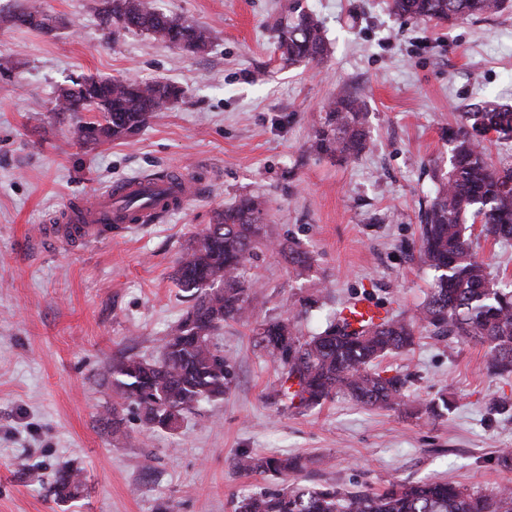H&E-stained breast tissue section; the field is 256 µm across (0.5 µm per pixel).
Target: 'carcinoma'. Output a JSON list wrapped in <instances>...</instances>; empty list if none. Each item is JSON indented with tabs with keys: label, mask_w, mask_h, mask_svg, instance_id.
I'll use <instances>...</instances> for the list:
<instances>
[{
	"label": "carcinoma",
	"mask_w": 512,
	"mask_h": 512,
	"mask_svg": "<svg viewBox=\"0 0 512 512\" xmlns=\"http://www.w3.org/2000/svg\"><path fill=\"white\" fill-rule=\"evenodd\" d=\"M508 0H392V9L424 21L482 19L500 13ZM24 18L32 28L49 26L35 2L19 13L0 12V26ZM101 23L120 30L146 31L162 42L203 51L210 43L201 26L153 11L144 0H108ZM281 58L290 64L321 62L326 42L321 24L311 14L275 30ZM177 86L159 81L82 78L58 90L55 110H97L101 119L78 120L75 135L85 145L124 138L162 116L166 105L181 98ZM367 112L363 101L343 96L330 102L313 134L310 151L317 155L357 158L367 143ZM512 139V105L487 102L463 113L460 126L445 135L453 144L452 169L420 214L419 257L437 272L430 296L415 320L398 316L368 318L353 332L345 318L330 322L314 336H299L300 315L264 321L257 328L259 346L281 368V398L304 408L322 404L337 393L356 402L394 409L401 403L403 380L372 370V364L393 351L409 350L416 332L455 335L488 348V366L512 372V281L496 280L472 245V226L495 240L512 239V164L495 167L485 154L483 135ZM267 202L245 195L215 212L213 223L185 248L177 261L175 282L192 301L180 323L163 340L156 358L122 357L108 367L113 390L135 407L143 423L175 431L188 414L224 398L229 364L214 337L224 322H246L253 315L254 284L240 269L266 243ZM288 260L303 273L311 268L309 254L288 246ZM301 460L292 457H243L238 468L271 473L282 486L267 488L232 501L233 512H512V486L485 494L440 481L395 482L382 491H342L334 485H294L288 473ZM87 485L79 470L59 467L51 483L55 499L72 502Z\"/></svg>",
	"instance_id": "1"
}]
</instances>
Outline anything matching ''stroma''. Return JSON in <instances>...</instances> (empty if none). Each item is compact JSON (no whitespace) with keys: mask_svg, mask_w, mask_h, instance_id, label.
I'll return each instance as SVG.
<instances>
[{"mask_svg":"<svg viewBox=\"0 0 512 512\" xmlns=\"http://www.w3.org/2000/svg\"><path fill=\"white\" fill-rule=\"evenodd\" d=\"M52 33L0 28V512H232V499L277 477L234 466L242 455L297 456L303 484L378 491L396 481L445 480L491 492L512 483V373L487 370L485 346L418 336L377 371L405 377L403 404L381 410L339 394L311 409L277 401L280 368L226 322L223 399L179 428H146L103 381L112 359L152 358L189 301L177 260L215 211L245 194L267 201L272 246L244 268L256 282L255 321L301 309L302 335L350 301L412 318L434 270L418 253L419 212L451 168L443 136L488 98L512 103V7L480 20L423 22L389 0H145L205 27L193 53L143 31L109 35L105 0H40ZM321 21V63L283 62L274 29L292 9ZM83 77L167 81L181 99L124 140L79 144L76 120L55 112L60 86ZM362 99L369 140L355 160L309 150L328 100ZM176 173L191 192L165 220L89 246L39 234L65 208L125 179ZM307 251L297 274L281 244ZM312 305L301 308V299ZM453 407L431 417L428 406ZM84 471L88 493L56 502L26 466Z\"/></svg>","mask_w":512,"mask_h":512,"instance_id":"stroma-1","label":"stroma"}]
</instances>
